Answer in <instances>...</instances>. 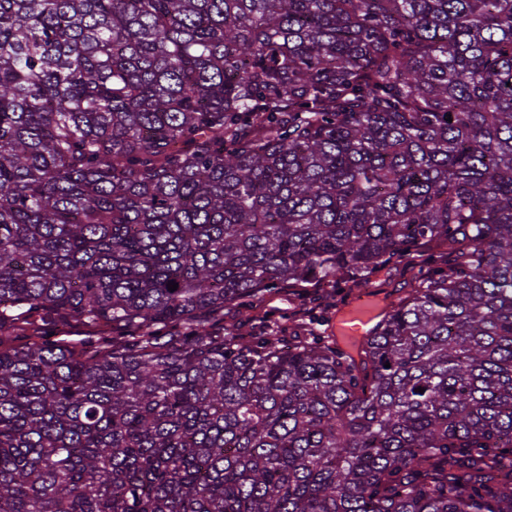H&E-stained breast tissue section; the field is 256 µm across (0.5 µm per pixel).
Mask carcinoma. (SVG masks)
<instances>
[{"instance_id": "obj_1", "label": "carcinoma", "mask_w": 512, "mask_h": 512, "mask_svg": "<svg viewBox=\"0 0 512 512\" xmlns=\"http://www.w3.org/2000/svg\"><path fill=\"white\" fill-rule=\"evenodd\" d=\"M0 328V512H512V0H0ZM412 274L413 272L409 266L401 264L389 275L382 271L373 276L371 281L362 289L371 292L378 291L381 293L379 297H383L385 293L391 294L390 299L397 301L398 298L405 296V292L410 288ZM296 288L282 287L278 291L255 300L248 309L228 308L223 313H218L209 319L212 327L217 332H230L241 336H249L258 332L260 321L269 317V320L285 319L282 321L288 327L287 334L291 332L292 323L307 319V314L321 313L318 303L310 296ZM322 314V313H321ZM289 317V320H288ZM224 328V329H223Z\"/></svg>"}]
</instances>
